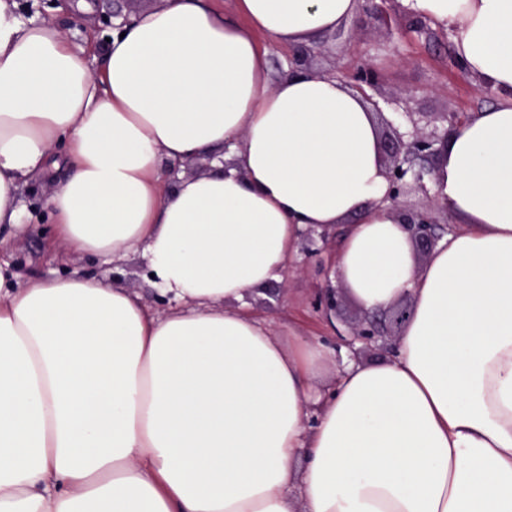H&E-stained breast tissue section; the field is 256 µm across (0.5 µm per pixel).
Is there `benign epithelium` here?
I'll use <instances>...</instances> for the list:
<instances>
[{
  "mask_svg": "<svg viewBox=\"0 0 512 512\" xmlns=\"http://www.w3.org/2000/svg\"><path fill=\"white\" fill-rule=\"evenodd\" d=\"M390 5V11L400 0H362L359 20L374 14H383V4ZM317 53L315 47H301L294 51L289 60L288 72L296 73L304 69L307 60ZM353 89L368 95L379 81V74L369 66L356 63L345 69ZM471 118L469 114L458 112L441 113V126L425 133L413 125L406 129L395 127L389 143L382 145L385 176L389 183V209L403 223L417 250L430 253L448 236L449 225L442 224L435 215V210H406L401 208L400 199L410 190H418L425 194L431 192L429 183L448 145V136L458 130L460 125ZM337 227L324 226L320 229L309 228L303 235V252L306 257L319 258L320 267L324 270V279L317 281L312 297L313 310L324 320L336 315L339 307L338 290L333 285L329 272L336 263V251L328 246L337 240ZM390 323L393 328H402L411 314V306L397 303L388 308ZM391 335L388 328L377 316L365 318L341 342L353 349L356 345L372 347L380 345L392 350L396 342H387Z\"/></svg>",
  "mask_w": 512,
  "mask_h": 512,
  "instance_id": "7a95c632",
  "label": "benign epithelium"
}]
</instances>
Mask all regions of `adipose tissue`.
Returning <instances> with one entry per match:
<instances>
[{
	"label": "adipose tissue",
	"instance_id": "obj_1",
	"mask_svg": "<svg viewBox=\"0 0 512 512\" xmlns=\"http://www.w3.org/2000/svg\"><path fill=\"white\" fill-rule=\"evenodd\" d=\"M498 94L431 183L461 223L418 265L386 208L376 115L343 80L267 89L272 46L313 44L358 0H168L98 77L54 25L0 0V229L65 169L50 242L141 250L164 317L88 275L0 264V512H512V0H410ZM210 174L162 192L164 167ZM344 227L365 310L409 296L395 352L315 378L340 347L281 343L226 308L284 271L305 227Z\"/></svg>",
	"mask_w": 512,
	"mask_h": 512
}]
</instances>
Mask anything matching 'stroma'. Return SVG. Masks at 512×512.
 I'll return each mask as SVG.
<instances>
[{
    "label": "stroma",
    "mask_w": 512,
    "mask_h": 512,
    "mask_svg": "<svg viewBox=\"0 0 512 512\" xmlns=\"http://www.w3.org/2000/svg\"><path fill=\"white\" fill-rule=\"evenodd\" d=\"M90 4L89 10L76 12L58 9L56 0H22L20 8L23 16L57 26L64 38L90 37L89 68L95 74L100 69L102 44L92 35L108 4L106 0H90ZM450 54L449 44L415 30L399 15L388 22L371 19L359 26L344 21L323 37L321 52L309 59L308 67L326 73L345 69L358 57L367 60L380 76L371 95L380 107L379 132L385 137L391 133L394 111L402 105L413 111L419 128L426 131L436 125L440 113H474L493 105V98L476 90L474 78L449 67ZM0 239L6 242L0 260L9 262L19 278L89 274L139 295L155 315H166L170 309L155 291L141 252L130 251L113 259L73 255L59 265L49 262L39 225L2 231ZM316 281L314 267L304 262L302 253H295L285 271L247 298L246 308L284 343L294 336L331 340L336 334H348L365 317V310L345 294L333 323L319 321L310 304Z\"/></svg>",
    "instance_id": "1"
}]
</instances>
